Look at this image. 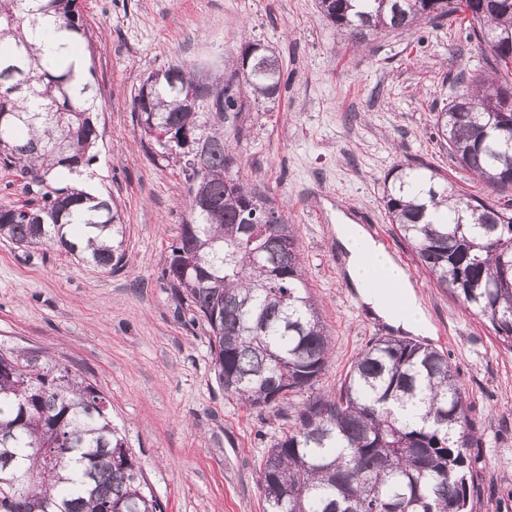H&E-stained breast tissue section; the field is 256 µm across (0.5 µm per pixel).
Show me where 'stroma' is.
Segmentation results:
<instances>
[{"label": "stroma", "instance_id": "1", "mask_svg": "<svg viewBox=\"0 0 512 512\" xmlns=\"http://www.w3.org/2000/svg\"><path fill=\"white\" fill-rule=\"evenodd\" d=\"M91 43H80L98 91L102 134L91 170L126 228L120 270L107 272L53 245L0 238V349L32 348L77 371L106 397L112 422L164 512H265L262 456L289 423L225 397L208 333L163 275L186 216L178 171L141 146L132 102L148 73L185 63L219 70L242 45L270 47L288 75L275 100L251 104L228 141L241 177L282 207L298 237L307 285L335 339L319 391H336L376 336L345 277L332 231L337 214L384 241L433 325L426 341L448 354L483 439L475 512H512V351L489 323L437 288L384 209L400 163L439 169L464 194L480 189L457 166L434 115L487 72L467 18L425 21L353 46L319 0H81Z\"/></svg>", "mask_w": 512, "mask_h": 512}]
</instances>
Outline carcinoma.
Returning <instances> with one entry per match:
<instances>
[{
  "label": "carcinoma",
  "instance_id": "1",
  "mask_svg": "<svg viewBox=\"0 0 512 512\" xmlns=\"http://www.w3.org/2000/svg\"><path fill=\"white\" fill-rule=\"evenodd\" d=\"M320 11L356 42L461 11L490 50L498 80L469 76L467 92L435 115L448 154L483 196L456 194L434 167L408 163L385 178L383 203L437 286L512 350V200H503L512 190V39H494L512 36V0H320ZM39 15L91 42L80 0H0V164L31 195L21 206L0 203V237L80 251L110 271L124 258L118 206L67 178L96 160V94L63 52L29 42ZM287 86L276 54L248 43L217 73H150L131 111L146 152L187 185L188 217L164 276L206 325L216 382L252 409L288 405V434L259 468L266 512H472L478 457L468 449L480 436L445 352L374 338L336 392L314 391L334 344L293 225L239 179L224 140L248 98L272 99ZM197 140L201 182L188 171ZM395 404L424 408L422 421ZM0 512H163L101 392L26 348L0 351Z\"/></svg>",
  "mask_w": 512,
  "mask_h": 512
}]
</instances>
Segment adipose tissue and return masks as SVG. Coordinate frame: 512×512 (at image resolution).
<instances>
[{"instance_id": "adipose-tissue-1", "label": "adipose tissue", "mask_w": 512, "mask_h": 512, "mask_svg": "<svg viewBox=\"0 0 512 512\" xmlns=\"http://www.w3.org/2000/svg\"><path fill=\"white\" fill-rule=\"evenodd\" d=\"M334 229L336 238L346 253L348 278L359 290L369 309L400 331L414 335L429 334L431 325L403 268L362 225L349 219L335 224ZM376 268L383 269L389 279L397 283L401 289L407 302V307L402 313H393L380 293L369 286L368 280Z\"/></svg>"}]
</instances>
